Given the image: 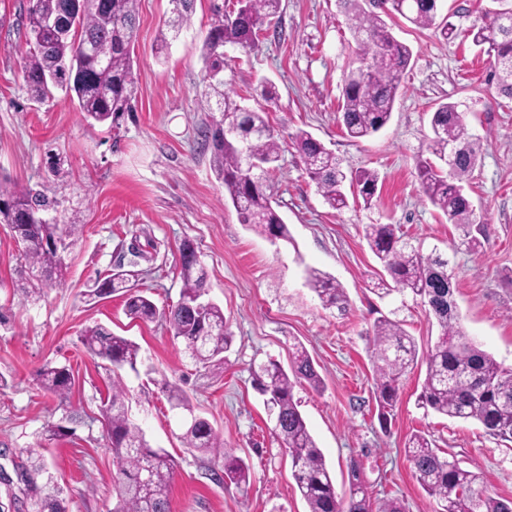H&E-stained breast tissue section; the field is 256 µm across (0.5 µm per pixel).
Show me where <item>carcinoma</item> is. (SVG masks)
Masks as SVG:
<instances>
[{"mask_svg":"<svg viewBox=\"0 0 512 512\" xmlns=\"http://www.w3.org/2000/svg\"><path fill=\"white\" fill-rule=\"evenodd\" d=\"M175 19L170 31L177 33L189 20L194 0H170ZM351 21L358 43L356 66L344 78L339 120L346 135L359 140L379 132L391 119L400 92L403 73L410 66L413 49L398 40L388 20L400 16L421 29H435L443 41L453 27L437 22L439 0H340ZM281 0H236V8L214 7L212 22L202 45L205 91L200 108L213 114L201 132L202 146L224 191L236 209L239 221L276 242L292 243L271 196L266 193V175L281 157L278 134L265 118L268 109L238 103L226 90L224 46L251 48L268 20L280 13ZM138 0H28L23 26L26 51L23 76L39 97L60 89L77 99L80 111L98 123H115L133 111V50L136 40ZM473 43L490 58L486 83L512 97V22L505 23L488 11L471 27ZM431 150L434 159L418 157L416 170L425 197L462 231L471 250L481 242L471 236V227L481 223L465 192L478 155L458 105L442 102L430 115ZM309 179L330 208L340 211L349 198L372 205L378 175L370 170L346 171L336 155L309 132L293 136ZM459 150L448 163V146ZM52 201L41 191L11 190L0 183V223L15 228V239L30 273L27 295L65 280L67 266L51 246L53 228L39 217ZM364 237L379 260L383 273L373 283L374 293L384 297L396 291L410 293L428 307L440 333L423 355L403 323L388 317L375 320L369 344L374 370L375 399L382 422L396 406L402 376L422 361L425 378L418 404L452 419L475 420L489 434L512 441V368H504L464 332L453 299L452 274L441 253L427 256L403 241L395 224H367ZM182 280L179 303L164 312L142 291L129 284L132 272L114 270L93 282L88 295L101 298L116 291L126 297L127 315L141 322L161 317L175 339L185 343L196 361L220 365L232 346L223 309L214 302L197 311L192 304L207 295V275L194 257V244L179 247ZM306 282L326 308L344 312L348 307L345 288L330 274L307 269ZM82 345L112 367L136 370L139 346L107 327L96 324L82 331ZM45 392L65 398L71 389V371L65 366L45 365L37 374ZM257 391L271 412L273 432L288 452L293 478L308 506V512H402L395 501L374 504L364 494L362 469L353 460L349 467L352 487L348 502L338 499L325 456L311 435L294 398V389L305 384L319 392L322 378L314 360L298 348L288 367L270 360L253 372ZM101 416L107 446L115 467L113 512H170L169 493L173 464L162 448H153L129 416L127 393L119 383L102 401ZM185 447L221 463L212 470L213 480L248 492L250 465L224 447V440L207 420L193 421L181 436ZM405 452L423 489L442 503V512H512V500L496 498L476 487L477 473L462 468L453 455L442 456L428 435L414 433ZM35 512H67L59 494L37 502Z\"/></svg>","mask_w":512,"mask_h":512,"instance_id":"obj_1","label":"carcinoma"}]
</instances>
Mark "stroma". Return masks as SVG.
<instances>
[{
	"label": "stroma",
	"instance_id": "stroma-1",
	"mask_svg": "<svg viewBox=\"0 0 512 512\" xmlns=\"http://www.w3.org/2000/svg\"><path fill=\"white\" fill-rule=\"evenodd\" d=\"M25 3L0 0V178L20 189L47 188L59 204L46 219L78 225L79 232L65 241L64 283L29 298L19 248L0 224V311L10 319L0 327V378L6 381L0 387V466L7 473L0 512H34L37 500L57 489L70 512H112L115 468L100 405L116 376L127 387L132 421L173 461L170 512H307L251 372L270 359L288 364L297 342L314 359L324 389L304 386L294 394L339 497L350 496L348 465L356 459L374 503L396 500L404 512H439L404 453L406 439L422 431L462 468L477 472L489 495L512 500V442L477 423L419 408L424 365L403 376L394 414L381 425L367 337L382 316L403 322L422 351L439 333L411 295L382 299L371 290L381 267L363 227L395 224L422 253L447 255L464 331L512 368V99L486 84L489 59L469 34L492 0H443L439 16L456 33L449 43L396 18L393 31L412 47L413 59L391 121L360 141L348 139L338 121L342 78L357 45L336 0H282L279 17L255 48L225 46L224 76L235 98L253 107L262 81L277 86L269 122L281 138L306 130L344 169L379 175L372 206L358 202L336 211L294 148H286L268 185L293 237L288 245L239 222L210 151L199 144L211 121L199 106L202 42L213 5L230 9L236 0H196L190 20L165 49L159 36L172 17L169 0H139L134 109L111 127L87 118L62 91L34 98L21 72L27 46L18 21ZM448 101L460 104L479 145L468 190L483 215L473 230L482 243L476 252L422 194L416 174V158L426 153L431 135L430 114ZM148 238L157 253L138 286L161 308L180 298V244L196 246L209 298L223 308L233 335L226 365L197 364L163 320L130 319L121 294L87 297L95 278L128 265L132 241ZM309 267L345 288V314L322 306L305 282ZM95 324L139 345L136 370L112 372L86 351L79 336ZM48 363L71 369L66 400L37 384L38 370ZM169 385L180 388L225 447L251 465L247 495L212 480L207 459L183 446L182 414L167 402ZM49 423L67 427V434L47 438ZM37 464L43 476L25 482L23 473Z\"/></svg>",
	"mask_w": 512,
	"mask_h": 512
}]
</instances>
